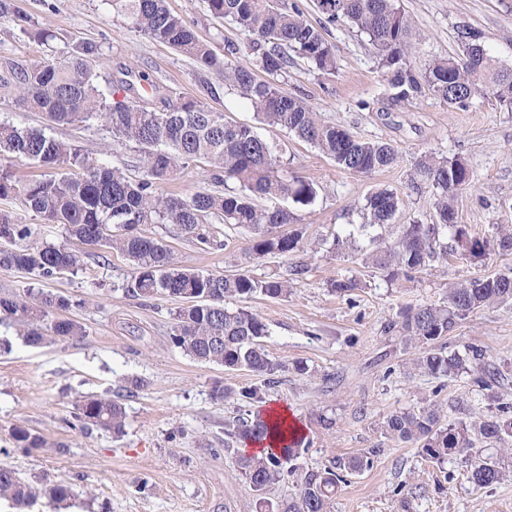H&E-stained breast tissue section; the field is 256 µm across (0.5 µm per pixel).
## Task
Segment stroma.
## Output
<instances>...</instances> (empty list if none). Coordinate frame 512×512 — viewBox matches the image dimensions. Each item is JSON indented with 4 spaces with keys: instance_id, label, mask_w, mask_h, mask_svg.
Wrapping results in <instances>:
<instances>
[{
    "instance_id": "obj_1",
    "label": "stroma",
    "mask_w": 512,
    "mask_h": 512,
    "mask_svg": "<svg viewBox=\"0 0 512 512\" xmlns=\"http://www.w3.org/2000/svg\"><path fill=\"white\" fill-rule=\"evenodd\" d=\"M420 33L412 57L416 73L438 59L462 53L459 32H481L500 65L512 69V0H395ZM17 16L0 19V79L12 66L34 61H63L76 45L99 46L94 62L101 81L120 78L123 70L147 72L151 84L138 85L140 103L166 97L177 104L202 97L198 66L189 57L140 33L110 0H14ZM168 8L194 25L216 55L225 42H241L243 33L214 18L206 0H167ZM336 70L325 74L298 58L288 69L285 87L301 97L328 124L343 126L364 140L386 141L401 159L391 169L372 174L344 171L318 148L287 129L258 126V133L282 149L273 170L281 178L296 176L318 187L315 201L293 208L302 247L288 255L251 257L245 228H225L224 245L203 249L172 226L146 224L145 234L164 238L176 259L200 272L248 270L258 278L299 266L285 299L262 295L247 300L248 310L267 323L263 344L283 365L263 399L242 397L258 385L245 369L191 359L174 347L170 333L178 301L134 298L121 290L131 269L119 254L91 256L83 272L44 279L0 268V295L44 289L69 298L66 315L86 327L79 341L42 348L26 346L16 326H1L0 465L23 478L47 477L89 495L68 499L58 509L37 500L27 512H258L257 494L237 466L241 445L225 447L224 427L250 419L276 405L287 406L305 436V445L288 466L290 472L265 491L271 502L297 496L299 472L337 470L341 480L331 512H512V475L500 484L475 487L465 464L437 465L414 445L385 435L382 424L396 411L434 403L441 423L457 417L449 407L464 399L472 418L491 408L471 376L438 379L412 369L414 350L405 348L386 324L403 310L442 302L451 284L512 268V254H492L470 261L448 254L412 278L388 282L367 276L362 256L334 247L364 222L363 205L375 189L385 187L404 200L398 224L436 221L435 197L418 183L414 164L423 155L462 159L472 173L469 188L456 200L459 223L477 237L496 240L512 226V112L493 99H474L463 109L423 94L397 101L378 67L367 37L350 24L327 25ZM216 94L204 97L226 120L253 123V110L224 85L221 73L208 75ZM48 128L94 160L142 174L134 144L113 138L98 120L49 125L45 115L27 109L15 88L0 86V123ZM361 277L351 295L332 292L333 280ZM450 348H481L488 364L499 369L498 392L512 403V305H491L459 321L448 333ZM305 371H297L296 363ZM144 385L127 392L129 380ZM231 394H216V386ZM105 394L125 408L123 435L75 425L84 396ZM39 433L45 447L17 448L15 428ZM370 454L360 471L344 469L350 457Z\"/></svg>"
}]
</instances>
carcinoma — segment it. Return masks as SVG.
<instances>
[{"mask_svg": "<svg viewBox=\"0 0 512 512\" xmlns=\"http://www.w3.org/2000/svg\"><path fill=\"white\" fill-rule=\"evenodd\" d=\"M112 7L128 16L134 27L147 37L170 45L192 58L203 72L224 75V82L249 100L258 122L280 126L314 145L339 168L355 174L389 169L399 162L395 147L387 142L367 141L348 129L323 123L300 98L284 88L285 75L294 52L316 69L336 68L331 44L324 37L325 24L349 22L369 37L379 65L394 98L407 100L427 91L433 96L465 107L476 97H492L512 109V70L499 66L485 46L481 34L460 32L462 54L438 59L418 75L411 56L420 35L394 0H315L324 24L315 26L304 18L302 9L288 0H207L211 14L235 23L246 34L239 46L224 43L219 59L201 41L195 30L173 14L165 0H110ZM97 47L83 44L63 64L33 62L11 69L19 101L42 112L56 125L101 119L112 136L134 144L143 154V175L128 177L116 166L94 161L42 128H20L0 123V160L29 161L47 170L40 179L21 183L9 171L0 169V198L18 197L25 207L46 224H58L63 242H36L32 224H18L0 212V267L24 270L42 278L76 274L85 267L88 247L103 236L107 252L128 261L132 275L122 290L136 298L193 295L198 301L178 308L172 328V344L198 362L228 369L245 368L263 378L264 384L283 365L270 359L262 338L267 324L244 307L230 309L229 301L244 302L256 295L269 298L288 296L289 281L271 275L257 278L238 273H202L179 265L170 246L161 237L139 232L143 224H170L188 239L207 248L223 246L212 232L209 218L243 226L252 234L249 254L286 255L302 247L300 231L282 233L293 214L284 207L262 208L257 197L290 199L299 206L312 204L317 196L314 183L303 178L280 179L271 175L279 162L280 148L263 138L250 124L231 123L199 99L172 105L160 98L163 111L149 110L140 102L115 98L111 86H101L92 66ZM251 57L249 64L233 63L237 55ZM4 83V86L11 85ZM198 160L213 168V179L224 184L220 192L201 191L184 199L160 192V186ZM60 169H78L75 176ZM416 174L434 190L437 221L434 224H394L403 201L396 192L379 189L363 206L367 223L360 235L377 246L362 250L363 265L388 281L409 278L458 252L467 259H482L492 252H512V229H505L495 243L469 233L458 223L457 194L471 182L467 165L459 158L448 160L424 156L415 163ZM236 179L237 187L226 181ZM379 234L370 236V231ZM512 304V269L495 275L460 281L448 288L446 300L410 309L387 324L401 342L418 350L413 365L437 378L456 377L476 371L477 385L497 413L480 421L462 418L464 400H454L456 421L443 425L435 410L423 406L388 416L383 428L395 440L411 443L425 457L441 465L459 460L469 467V479L477 487L493 486L507 475L506 460L482 456L478 445L495 443L512 446V404L501 403L495 393V372L483 364L482 350L466 346L448 350L439 344L460 321L492 304ZM70 308L68 298L43 290H29L23 299L0 297V324L13 320L27 326L25 341L41 346L60 341H77L86 336L85 326L76 319L62 318ZM77 419L104 432L119 435L125 426L123 406L116 400L88 396L81 400ZM282 425L269 422L262 414L251 420L236 419L226 425L231 442L263 441L280 433ZM19 448H42L44 439L26 428L13 430ZM303 439L293 436L279 448L243 454L237 465L258 494L281 480L288 461L298 454ZM340 476L333 470L308 471L299 477L300 492L293 501L275 504L259 498L263 512H331V498ZM76 495L63 483L26 480L12 468L0 466V498L23 509L44 497L51 504Z\"/></svg>", "mask_w": 512, "mask_h": 512, "instance_id": "carcinoma-1", "label": "carcinoma"}]
</instances>
